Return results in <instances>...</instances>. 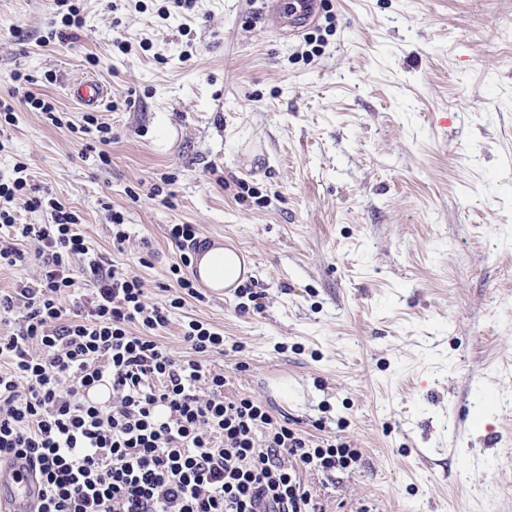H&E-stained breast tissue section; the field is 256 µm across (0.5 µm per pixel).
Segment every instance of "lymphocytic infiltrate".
I'll list each match as a JSON object with an SVG mask.
<instances>
[{
  "mask_svg": "<svg viewBox=\"0 0 512 512\" xmlns=\"http://www.w3.org/2000/svg\"><path fill=\"white\" fill-rule=\"evenodd\" d=\"M50 215L23 224L15 200ZM38 275L0 291V460H26L43 491L36 512H315L302 467L346 469L359 455L346 443L314 440L273 419L264 403L224 395V375L205 355L224 350L223 331L192 319L193 351L160 340L172 309L198 298L184 276L187 253L170 267L180 296L147 303L142 279L92 249L76 211L37 194L27 166L0 177V268L25 261ZM89 271V296L75 291ZM106 383L104 402L85 397Z\"/></svg>",
  "mask_w": 512,
  "mask_h": 512,
  "instance_id": "f902f5d3",
  "label": "lymphocytic infiltrate"
}]
</instances>
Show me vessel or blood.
<instances>
[{"mask_svg":"<svg viewBox=\"0 0 512 512\" xmlns=\"http://www.w3.org/2000/svg\"><path fill=\"white\" fill-rule=\"evenodd\" d=\"M270 9L279 27L296 33L315 21L317 0H271ZM67 91L75 102L88 109L99 107L104 100L103 86L95 79L70 84ZM218 248L224 251V274L220 277L210 273L203 264L205 256ZM185 249L191 258V280L210 298L235 296L255 274L251 256L223 237L203 234L186 244ZM37 494V483L24 461L0 464V512H31Z\"/></svg>","mask_w":512,"mask_h":512,"instance_id":"vessel-or-blood-1","label":"vessel or blood"}]
</instances>
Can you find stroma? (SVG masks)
Listing matches in <instances>:
<instances>
[{"label": "stroma", "mask_w": 512, "mask_h": 512, "mask_svg": "<svg viewBox=\"0 0 512 512\" xmlns=\"http://www.w3.org/2000/svg\"><path fill=\"white\" fill-rule=\"evenodd\" d=\"M164 2L82 0L51 42L56 0H0V175L27 163L152 302L170 225L253 256L261 310L189 297L160 341L185 355L183 322L214 325L226 397L359 451L300 468L317 512H512V0H319L290 38L264 0ZM19 72L66 124L14 97ZM91 75L106 165L70 130L65 87Z\"/></svg>", "instance_id": "1"}]
</instances>
